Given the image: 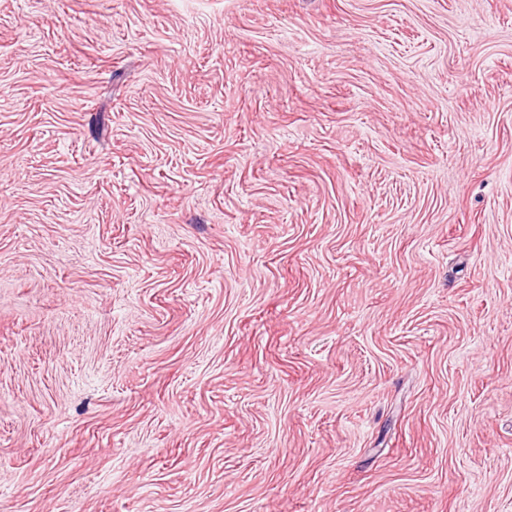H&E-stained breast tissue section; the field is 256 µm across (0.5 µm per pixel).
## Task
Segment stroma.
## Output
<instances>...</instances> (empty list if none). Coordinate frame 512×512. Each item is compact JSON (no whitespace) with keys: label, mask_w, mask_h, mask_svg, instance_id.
Here are the masks:
<instances>
[{"label":"stroma","mask_w":512,"mask_h":512,"mask_svg":"<svg viewBox=\"0 0 512 512\" xmlns=\"http://www.w3.org/2000/svg\"><path fill=\"white\" fill-rule=\"evenodd\" d=\"M0 512H512V0H0Z\"/></svg>","instance_id":"1"}]
</instances>
